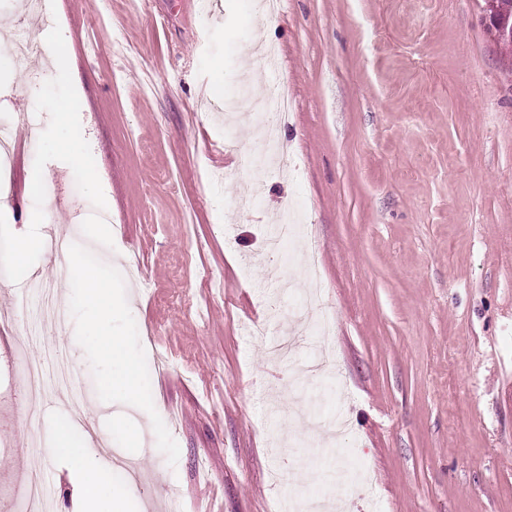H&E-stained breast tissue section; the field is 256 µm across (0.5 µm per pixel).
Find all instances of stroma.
<instances>
[{"label": "stroma", "instance_id": "1", "mask_svg": "<svg viewBox=\"0 0 512 512\" xmlns=\"http://www.w3.org/2000/svg\"><path fill=\"white\" fill-rule=\"evenodd\" d=\"M53 7L72 71L48 68V39L36 79L0 69V127L18 138L0 207L14 271L0 281V512L33 472L55 485L52 512H80L88 458L109 465L127 512H293L299 496L346 512H512V47L484 25V0H282L265 18L255 0ZM271 84L292 103L288 177L245 164L249 102ZM66 97L80 109L63 139ZM35 176L46 188L31 195ZM286 203L329 320L327 335L302 331L298 361L334 359L301 398L268 351L306 288L296 241L265 248ZM103 210L83 259L104 271L107 315H32L22 277L59 288L64 261L31 234ZM258 324L266 335L247 334ZM97 332L128 360L103 357ZM45 343L84 409L54 390L33 425L19 358ZM66 417L84 459L48 451ZM32 442L33 472L16 465Z\"/></svg>", "mask_w": 512, "mask_h": 512}]
</instances>
